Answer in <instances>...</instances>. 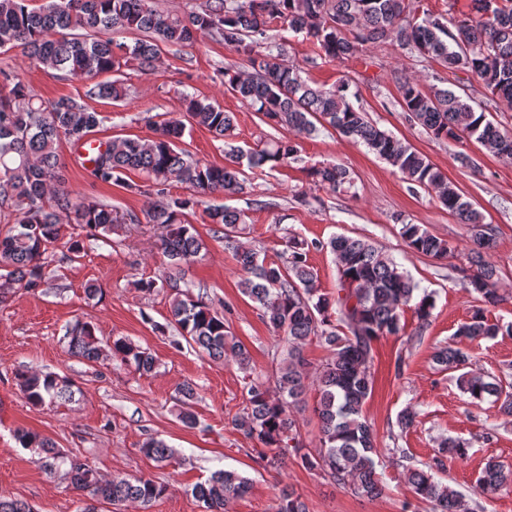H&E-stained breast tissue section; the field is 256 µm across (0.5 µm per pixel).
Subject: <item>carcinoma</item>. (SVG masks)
Instances as JSON below:
<instances>
[{"label": "carcinoma", "instance_id": "cac0c4a2", "mask_svg": "<svg viewBox=\"0 0 512 512\" xmlns=\"http://www.w3.org/2000/svg\"><path fill=\"white\" fill-rule=\"evenodd\" d=\"M276 19L304 35L330 61L393 42L449 70H469L491 95L512 102V0H471V13L461 18L429 11L420 18L413 0H206L203 7L188 14L162 11L154 0H44L35 9L29 8V0H0V50L20 47L36 63L92 83L86 97L114 101L128 95L122 80L101 83L96 78L108 72L118 74L130 61L149 71L165 47L184 48L211 38L246 58L248 72L224 71L225 88L249 105L262 123L290 135H271L249 151L231 145L225 164L216 166L179 147L186 131L182 120L164 119L152 139L112 141L107 153L92 159L95 166L90 169L94 180L123 187L129 171L145 177V184H136L134 189L151 198L146 222L165 230L161 251L170 273L141 280L139 287L148 294L164 288L173 291L170 324L188 345L208 357H229L241 369H250V354L227 330L224 315L206 303L203 294L193 293L194 282H183L174 274L206 249L195 225L185 222V217L207 196L244 192V166L275 169L301 161L296 138L312 135L320 127L365 145L411 184L433 190L448 213L469 226L470 267L460 269L461 280L483 303L496 305L502 299L499 274L486 259L495 238L483 214L425 155L371 122L354 105L357 94L350 91L349 82L343 80L330 89L311 85L302 76V68L290 61L284 40L271 34ZM120 34L134 35L133 43L117 41L115 36ZM396 82L400 110L434 138L469 139L490 153L512 157V136L501 131L482 107L447 88L434 85L425 90L403 74ZM0 83L9 87L8 94L0 95V196L10 198L15 208L13 226L0 237L3 303L6 289L29 290L44 282L57 244L75 256L85 250L81 239L62 241L56 210H64L70 223L88 231L86 238L96 241L137 218L128 219L99 201H75L63 185L57 145L63 138L78 142L92 133L103 122L99 112L80 99L45 101L11 71L0 70ZM184 100L192 124L207 129L216 139H231L234 113L206 99L186 95ZM307 174L314 184L334 193L352 185L349 171L338 164L312 166ZM176 184L183 192H171ZM206 215L209 223L222 226L224 248L234 253L244 273L242 293L284 342L281 358H273L275 390L259 377L246 382L245 405L235 416L234 426L260 445L262 459L270 452L271 461L285 463L292 454L304 468L320 472L357 497L382 496L385 487L377 473V459L385 455L400 465L410 454L407 448L380 447L363 414L373 392V344L401 332L402 312L410 305L417 318L416 332L422 333L434 307L432 295H417L418 285L366 239L337 235L324 244L293 236L286 241L285 260L268 263L259 251L239 243L238 234L246 223L244 211L213 205ZM399 234L423 256L441 259L448 255V242L419 224H403ZM324 246L338 263L334 296L321 292L308 265L310 249ZM500 334L512 335V323L491 322L481 310L455 332L472 343ZM66 335L68 349L77 358L96 362L108 351L112 359L131 364L143 374L156 368L155 356L125 337L103 347L89 322L75 323ZM312 339L332 351L313 378L303 351ZM434 363L442 370L460 372L459 387L471 404L478 406L493 397L500 411L512 416L511 374L491 382L469 369L470 353L455 346L436 351ZM15 379L24 397L36 405L66 403L75 397L73 384L55 373L20 369ZM311 388L320 422L315 455L301 452L299 423L293 415ZM18 439L22 447L40 451L39 462L45 471L52 474L66 467L72 487L93 499L114 506L136 502L146 512L166 492L165 485L150 478L103 481L88 461L63 454L38 433L23 430ZM142 451L164 466L174 459L173 449L161 439H148ZM465 455L464 444L445 440L435 465L425 463L408 470L413 497L428 504L429 512H473L463 495L433 472V467L444 466L443 458ZM511 486L512 471L488 460L477 480L479 493L492 495ZM249 489L247 477L224 470L196 485L193 493L205 512H224L228 503ZM274 512H308V508L298 494L284 487Z\"/></svg>", "mask_w": 512, "mask_h": 512}]
</instances>
